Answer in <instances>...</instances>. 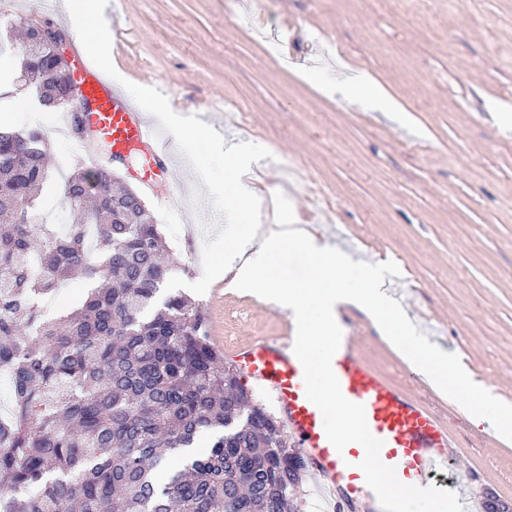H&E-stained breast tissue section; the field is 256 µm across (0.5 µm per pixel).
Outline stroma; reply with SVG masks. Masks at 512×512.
Returning a JSON list of instances; mask_svg holds the SVG:
<instances>
[{
  "label": "stroma",
  "mask_w": 512,
  "mask_h": 512,
  "mask_svg": "<svg viewBox=\"0 0 512 512\" xmlns=\"http://www.w3.org/2000/svg\"><path fill=\"white\" fill-rule=\"evenodd\" d=\"M59 3L0 0V20L61 29ZM106 19L124 78L159 89L177 114H221L225 141L267 148L250 174L262 208L316 227L351 264L379 262L414 336L512 405V0H120ZM349 71L393 109L343 100L336 80ZM53 119L42 115L53 176L36 215L49 224L66 214L64 181L92 165ZM162 142L180 191L140 194L171 264L193 283L205 231L221 221L170 135ZM191 301L228 346L282 329L252 294ZM342 322L366 361L452 433L454 466L480 475V499L453 492L446 512L512 510V437L473 423L464 400L417 374L361 313L346 310Z\"/></svg>",
  "instance_id": "1"
}]
</instances>
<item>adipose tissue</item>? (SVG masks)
<instances>
[{
  "mask_svg": "<svg viewBox=\"0 0 512 512\" xmlns=\"http://www.w3.org/2000/svg\"><path fill=\"white\" fill-rule=\"evenodd\" d=\"M293 249L304 250L308 256V273L300 280L286 278L266 262L271 252ZM229 268L233 273L231 287L258 290L303 326L311 358L326 357L329 343L340 331L341 309L355 308L406 354L430 384L465 399L473 421H481L485 410L494 406L502 434L512 433V407L497 405L482 383L473 381L441 350L415 349L414 338L403 319L383 301L369 266L351 271L339 251L313 243L308 233L296 225L275 220L265 226H248Z\"/></svg>",
  "mask_w": 512,
  "mask_h": 512,
  "instance_id": "ef3b65f1",
  "label": "adipose tissue"
}]
</instances>
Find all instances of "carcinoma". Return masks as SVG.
<instances>
[{
	"label": "carcinoma",
	"instance_id": "carcinoma-1",
	"mask_svg": "<svg viewBox=\"0 0 512 512\" xmlns=\"http://www.w3.org/2000/svg\"><path fill=\"white\" fill-rule=\"evenodd\" d=\"M0 38V84L21 69L40 107L69 106L67 64L37 41ZM41 125L0 124V512H296L303 466L276 417L255 403L180 293L139 192L99 165L69 176L71 223L35 224L49 178ZM95 282L65 317L46 299ZM202 452L158 478L168 451Z\"/></svg>",
	"mask_w": 512,
	"mask_h": 512
}]
</instances>
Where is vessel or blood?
I'll list each match as a JSON object with an SVG mask.
<instances>
[{
	"label": "vessel or blood",
	"mask_w": 512,
	"mask_h": 512,
	"mask_svg": "<svg viewBox=\"0 0 512 512\" xmlns=\"http://www.w3.org/2000/svg\"><path fill=\"white\" fill-rule=\"evenodd\" d=\"M71 57L78 94L61 115L64 131L73 133L75 120H82L87 152L96 162L109 165L147 152L151 163L140 182L176 195L169 157L143 114L98 72L81 45H72ZM305 344L290 320L280 335L253 337L225 356L243 383L271 394L282 427L336 512H367L398 487L432 489L453 445L437 418L365 361L357 337L340 336L318 364ZM333 416L348 418L349 429H334Z\"/></svg>",
	"instance_id": "obj_1"
}]
</instances>
